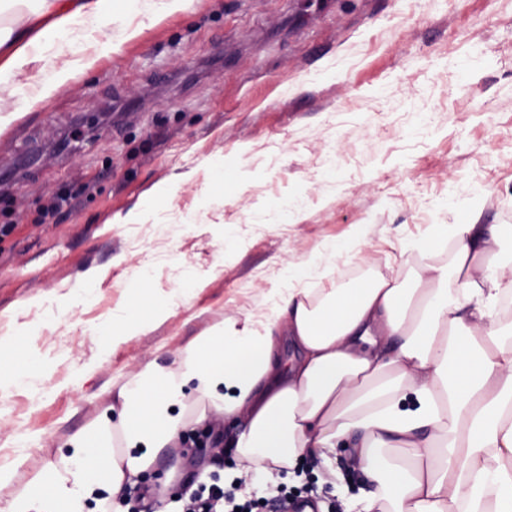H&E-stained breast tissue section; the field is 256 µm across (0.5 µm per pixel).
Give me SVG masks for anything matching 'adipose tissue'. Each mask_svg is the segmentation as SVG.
Wrapping results in <instances>:
<instances>
[{
    "label": "adipose tissue",
    "instance_id": "adipose-tissue-1",
    "mask_svg": "<svg viewBox=\"0 0 512 512\" xmlns=\"http://www.w3.org/2000/svg\"><path fill=\"white\" fill-rule=\"evenodd\" d=\"M0 26V92L23 67L39 63L37 94L69 79L72 33L112 15L113 0H36ZM502 233L461 214L431 225L417 246L428 262L413 287L376 273L347 287L289 286L266 312L224 319L183 346L172 364L144 363L112 389L110 414L59 445L54 457L17 484L34 437L15 433L0 487L17 490L0 512H126L129 490L144 485L159 455L184 432L223 419L235 475L279 471L302 461L335 471L350 449L368 494L337 485L347 512H512V341L498 304L512 295V269L494 263ZM449 253L445 264L435 256ZM136 297L112 311L107 346L146 332L186 302L188 288L154 296L142 316L148 277ZM292 354L284 356L281 341ZM43 367L14 336H0V398L38 395ZM386 448L407 449L404 466Z\"/></svg>",
    "mask_w": 512,
    "mask_h": 512
}]
</instances>
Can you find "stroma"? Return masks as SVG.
<instances>
[{"mask_svg":"<svg viewBox=\"0 0 512 512\" xmlns=\"http://www.w3.org/2000/svg\"><path fill=\"white\" fill-rule=\"evenodd\" d=\"M0 132V327H19L44 393L0 399V444L40 440L38 469L112 401V382L224 317L270 307L325 245L357 252L321 282L398 271L462 212L512 235V0H192L125 37ZM229 165L235 184H207ZM67 206L50 210L57 195ZM164 201L147 223L123 218ZM303 207L286 224V203ZM224 272L211 277L216 253ZM106 278L73 301L86 272ZM154 293L205 280L149 332L104 350L98 329L133 270Z\"/></svg>","mask_w":512,"mask_h":512,"instance_id":"obj_1","label":"stroma"}]
</instances>
